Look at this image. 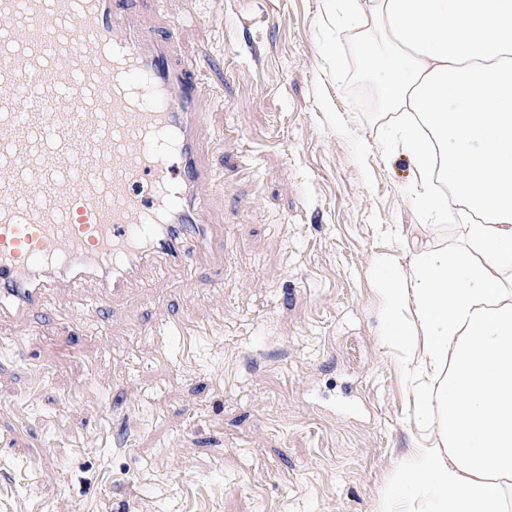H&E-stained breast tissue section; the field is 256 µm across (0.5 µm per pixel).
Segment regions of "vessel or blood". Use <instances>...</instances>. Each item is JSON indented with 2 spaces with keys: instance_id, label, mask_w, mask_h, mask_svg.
<instances>
[{
  "instance_id": "b4317fda",
  "label": "vessel or blood",
  "mask_w": 512,
  "mask_h": 512,
  "mask_svg": "<svg viewBox=\"0 0 512 512\" xmlns=\"http://www.w3.org/2000/svg\"><path fill=\"white\" fill-rule=\"evenodd\" d=\"M124 5L0 0V319L45 312L89 270L104 306L149 262L224 261L199 141L214 102Z\"/></svg>"
}]
</instances>
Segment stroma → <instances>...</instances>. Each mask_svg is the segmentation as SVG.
Returning <instances> with one entry per match:
<instances>
[{"instance_id": "1", "label": "stroma", "mask_w": 512, "mask_h": 512, "mask_svg": "<svg viewBox=\"0 0 512 512\" xmlns=\"http://www.w3.org/2000/svg\"><path fill=\"white\" fill-rule=\"evenodd\" d=\"M331 12L131 0L134 22L177 28L179 59L217 102L200 141L222 175L208 213L224 266L148 275L107 326L95 280L52 296L72 336L0 323V512H379L426 445L373 260L409 271L463 246L464 218L452 203L423 222L369 46ZM178 315L203 334L192 349L158 331ZM59 468L66 485L42 480Z\"/></svg>"}]
</instances>
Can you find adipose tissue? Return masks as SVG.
Wrapping results in <instances>:
<instances>
[{"mask_svg": "<svg viewBox=\"0 0 512 512\" xmlns=\"http://www.w3.org/2000/svg\"><path fill=\"white\" fill-rule=\"evenodd\" d=\"M341 32L378 35L369 55L392 146L415 166L413 197L436 220L447 201L471 216L465 244L421 252L384 290L393 339L409 351L419 421L435 432L397 474L382 512H507L512 480V0H335ZM445 179L451 199L437 193ZM413 321H405L404 310Z\"/></svg>", "mask_w": 512, "mask_h": 512, "instance_id": "obj_1", "label": "adipose tissue"}]
</instances>
